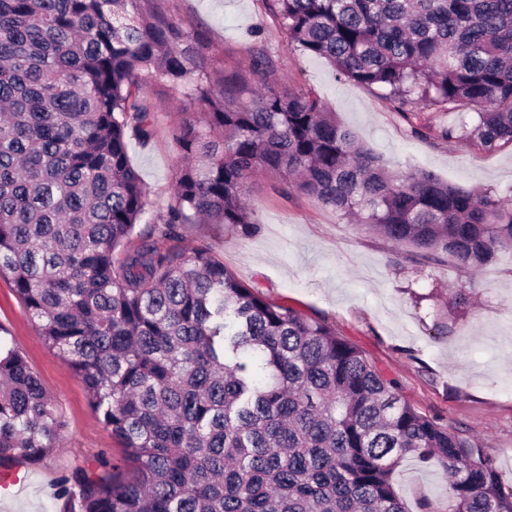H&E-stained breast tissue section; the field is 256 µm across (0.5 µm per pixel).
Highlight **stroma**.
<instances>
[{"instance_id": "stroma-1", "label": "stroma", "mask_w": 512, "mask_h": 512, "mask_svg": "<svg viewBox=\"0 0 512 512\" xmlns=\"http://www.w3.org/2000/svg\"><path fill=\"white\" fill-rule=\"evenodd\" d=\"M190 32L207 37L215 74L249 81V53L265 47L272 76L286 91L315 89L327 111L359 140L401 169L433 172L452 185L512 195V147L486 154L458 142L411 136L380 94L340 75L328 61L301 55L266 0H154ZM150 139H128V155L146 189V212L136 236L148 234L165 211L179 149L172 109L178 89L157 94ZM259 224L242 235L218 224H185L184 248H209L237 279L267 297L332 324L337 334L397 383L415 409L463 431L497 461L512 487V252L491 265L457 268L447 257L414 260L412 251L359 225L273 178L252 180ZM468 289L467 304L456 302ZM449 331H441L440 322ZM0 327L25 355L63 424L62 446L36 464H15L0 479V512H63L65 478L88 470L125 471L124 448L91 409L84 384L58 351L45 344L14 290L0 277ZM394 483L408 512H448L447 479L432 465L405 460Z\"/></svg>"}]
</instances>
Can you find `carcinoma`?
<instances>
[{
  "label": "carcinoma",
  "mask_w": 512,
  "mask_h": 512,
  "mask_svg": "<svg viewBox=\"0 0 512 512\" xmlns=\"http://www.w3.org/2000/svg\"><path fill=\"white\" fill-rule=\"evenodd\" d=\"M270 7L295 50L379 92L411 135L512 146V0ZM202 42L152 0H0V275L131 462L126 477L65 481V512H407L393 483L407 456L448 478V512H512L496 462L401 400L326 320L176 244L183 224L250 234L249 182L271 175L423 259L474 269L512 250V198L390 165L314 90L280 89L261 46L242 98ZM166 85L183 102L173 194L129 249L146 191L127 139L150 137L146 90ZM61 443L52 399L0 336V468Z\"/></svg>",
  "instance_id": "obj_1"
}]
</instances>
